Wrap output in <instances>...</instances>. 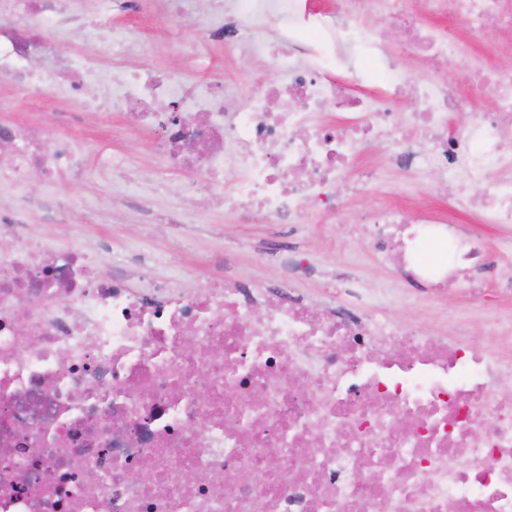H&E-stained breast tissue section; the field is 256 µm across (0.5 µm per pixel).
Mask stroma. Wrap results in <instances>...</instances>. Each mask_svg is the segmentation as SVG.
<instances>
[{"mask_svg": "<svg viewBox=\"0 0 512 512\" xmlns=\"http://www.w3.org/2000/svg\"><path fill=\"white\" fill-rule=\"evenodd\" d=\"M67 9L123 30L126 41L110 49L74 28L58 32L49 39L45 56L35 61L48 79L53 78L57 62H73L88 55L97 56L105 84L130 66L175 74L189 83L220 69L230 97L235 98L250 84L280 79L267 62L245 54L228 58L222 44L199 43L200 19L171 21L165 0H113L108 8L100 0H67ZM62 109L84 112L86 124L77 135L84 140L96 172L53 185L40 173H29L25 193L35 201L28 214L34 233L55 241L71 237L111 240V251L99 257V266L106 271L111 270L114 259L131 261L139 252L163 257L159 272H166L171 263L182 267L180 285L184 288H195L223 275L253 284H283L305 294L318 293L322 285L317 278L291 274L262 257L267 249H297L318 269L353 264L364 299L374 311L449 337L456 323H463L468 328L466 344L496 353L495 344L482 333L490 316L486 307L467 303L453 292L437 296L401 283L396 269L379 262L364 244L352 241L343 224H312L306 237H290L281 226L244 224L224 208L210 207L195 216L201 230L196 249L189 254L179 251L178 231L167 224L143 223L135 198L125 191V181L134 178L150 185V209L166 213L183 207L187 173L167 172L151 137L134 135L113 141L111 117L83 110L81 97L68 99ZM395 180L406 183L410 199L422 205H443L446 192L455 188L453 181H440L436 174L421 170L396 173ZM64 196L73 198L75 207L63 223H49L45 203Z\"/></svg>", "mask_w": 512, "mask_h": 512, "instance_id": "35a3bbf8", "label": "stroma"}]
</instances>
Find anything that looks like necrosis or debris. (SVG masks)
I'll list each match as a JSON object with an SVG mask.
<instances>
[{
  "label": "necrosis or debris",
  "mask_w": 512,
  "mask_h": 512,
  "mask_svg": "<svg viewBox=\"0 0 512 512\" xmlns=\"http://www.w3.org/2000/svg\"><path fill=\"white\" fill-rule=\"evenodd\" d=\"M30 18L0 27V74L33 101L73 96L98 81L46 84L31 67L70 25L60 0H8ZM206 3L205 39L269 60L280 73L244 100L223 73L193 86L126 69L106 92L112 134L155 132L185 184L194 221L203 201L248 224L295 228L322 217L363 225L366 246L410 282L455 289L495 308L512 303V265L494 264L480 227L512 246V0H168L180 21ZM382 24L397 26L391 54ZM281 25L267 39V23ZM310 27L318 42L303 46ZM493 41L498 59L466 60ZM385 87L359 88L360 55ZM428 78H411L406 62ZM493 107L457 126L477 95ZM175 102L179 116L156 109ZM338 113V124L313 122ZM386 155L360 168L363 150ZM0 512H512V362L419 326L218 277L184 292L142 260L112 274L96 265L105 242L56 244L32 232L30 171L59 182L83 167L80 140L40 120L1 122ZM422 169L460 182L448 207L397 199L355 212L347 175ZM475 231L460 234L456 215ZM206 417L204 428L194 421ZM30 473L18 484L17 466ZM204 471L188 484L182 471Z\"/></svg>",
  "instance_id": "necrosis-or-debris-1"
}]
</instances>
